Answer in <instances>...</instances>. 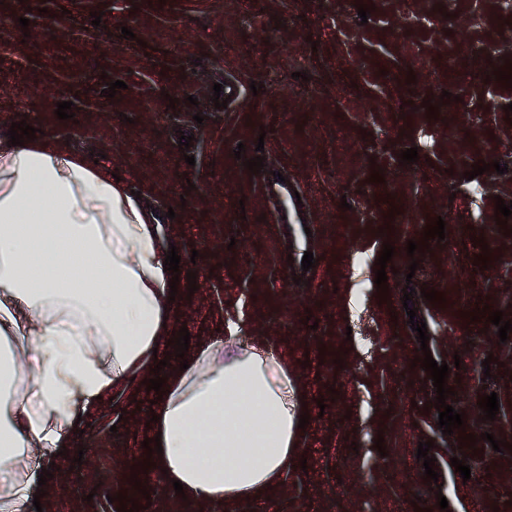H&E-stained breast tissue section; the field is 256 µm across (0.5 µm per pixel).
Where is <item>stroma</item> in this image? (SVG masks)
<instances>
[{
    "mask_svg": "<svg viewBox=\"0 0 512 512\" xmlns=\"http://www.w3.org/2000/svg\"><path fill=\"white\" fill-rule=\"evenodd\" d=\"M508 38L500 0H0V138L24 121L72 153L100 155L154 209L180 271L196 274L197 291L183 277L176 295L190 348L236 326L240 347L266 341L306 394L307 464L267 501L204 505L156 475L145 483L153 512H431L441 495L450 512H512V452L481 438L512 443V339L469 318L487 305L512 321V218L495 217L496 199L512 200V88L486 82L512 56ZM116 80L125 86L108 97ZM230 81L241 99L215 108L213 85ZM62 101L72 118H57ZM411 145L418 161L400 164ZM260 153L265 171L304 193L310 236L275 223L245 166ZM480 161L490 169L477 197L465 174ZM377 167L380 183L370 180ZM439 217L444 240H429L409 272L408 241ZM387 242L395 272L382 301L375 262ZM485 249L488 265H476ZM408 284L445 297L413 300L435 361H460L447 402L475 449L439 429L433 382L412 364L424 344L401 301ZM487 392L500 399L492 421L477 406ZM156 397L142 384L106 396L86 417L81 465L34 452L52 472L43 512H116L127 470L147 458ZM429 440L437 493L416 458ZM455 457L471 463L470 480Z\"/></svg>",
    "mask_w": 512,
    "mask_h": 512,
    "instance_id": "obj_1",
    "label": "stroma"
}]
</instances>
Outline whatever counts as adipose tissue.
I'll return each mask as SVG.
<instances>
[{"label":"adipose tissue","instance_id":"adipose-tissue-1","mask_svg":"<svg viewBox=\"0 0 512 512\" xmlns=\"http://www.w3.org/2000/svg\"><path fill=\"white\" fill-rule=\"evenodd\" d=\"M161 251L106 169L50 139L0 140V512H25L33 449L75 447L99 397L154 366L176 313ZM304 400L264 344L208 341L167 372L153 460L189 499L261 500L301 454Z\"/></svg>","mask_w":512,"mask_h":512}]
</instances>
